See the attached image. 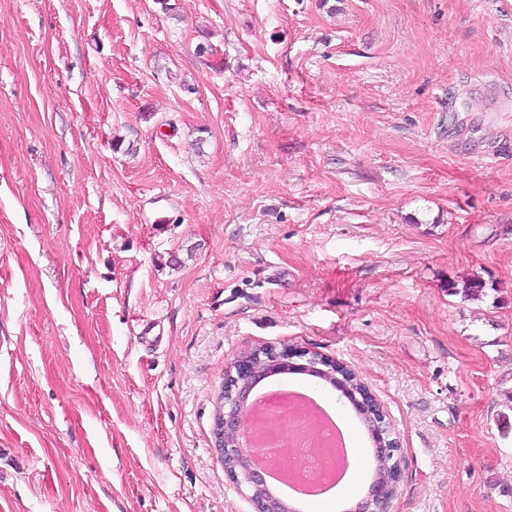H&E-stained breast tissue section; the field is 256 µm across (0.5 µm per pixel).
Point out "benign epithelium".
I'll use <instances>...</instances> for the list:
<instances>
[{"label": "benign epithelium", "mask_w": 512, "mask_h": 512, "mask_svg": "<svg viewBox=\"0 0 512 512\" xmlns=\"http://www.w3.org/2000/svg\"><path fill=\"white\" fill-rule=\"evenodd\" d=\"M295 372L328 375L332 387L348 399L354 409L365 413L374 457L389 463L388 474L372 480L367 492L349 512H388L401 476L402 452L400 441L393 437L384 404L354 368L297 345L261 344L234 356L225 368L221 388L224 410L218 421L220 435L214 438V447L228 481L238 491H247L254 512H290L288 502L269 488L267 473L249 463L240 440L243 414L257 384L268 377Z\"/></svg>", "instance_id": "7a95c632"}]
</instances>
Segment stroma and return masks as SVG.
I'll list each match as a JSON object with an SVG mask.
<instances>
[{
	"instance_id": "35a3bbf8",
	"label": "stroma",
	"mask_w": 512,
	"mask_h": 512,
	"mask_svg": "<svg viewBox=\"0 0 512 512\" xmlns=\"http://www.w3.org/2000/svg\"><path fill=\"white\" fill-rule=\"evenodd\" d=\"M284 340L389 512H512V0H0V512H252L213 402ZM462 282L460 289L457 288V285H453L451 288H448V291L451 294H461L468 300H479L487 296V290L495 291L496 289L492 281L489 283L479 274H472ZM259 366L263 369L259 370ZM295 372L308 374L330 384L344 396L357 411L365 413L367 431L374 446V457L390 463L388 474L373 479L367 492L358 499L349 512H388L401 476L402 452L400 441L393 437L384 404L371 391L359 373L351 366L317 351L285 344H261L248 352L234 356L224 370L220 395L222 408L218 421L220 435L214 438V447L224 466L228 481L240 492H248L254 512H288L293 509L267 484V473L253 467L240 447L243 414L250 404L257 384L268 377ZM358 389L352 390V379ZM326 383V382H325Z\"/></svg>"
}]
</instances>
